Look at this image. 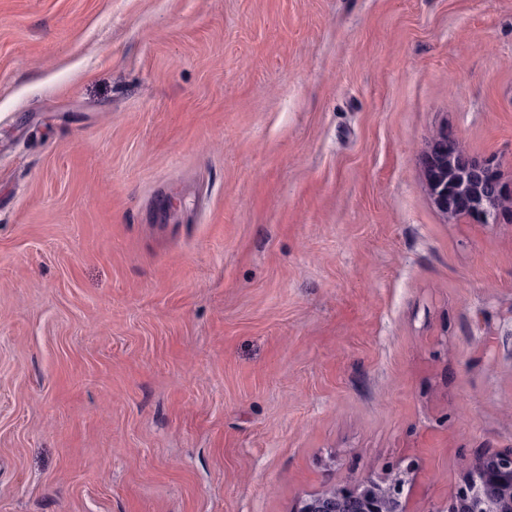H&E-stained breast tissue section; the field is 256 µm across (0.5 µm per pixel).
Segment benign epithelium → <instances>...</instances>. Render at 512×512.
Segmentation results:
<instances>
[{"mask_svg": "<svg viewBox=\"0 0 512 512\" xmlns=\"http://www.w3.org/2000/svg\"><path fill=\"white\" fill-rule=\"evenodd\" d=\"M433 203L456 219L477 211L495 224L505 199L494 161L473 157L443 129L426 156ZM410 478L395 471L381 480L342 478L305 495L293 512H411L404 488ZM448 512H512V448L484 451L467 467L465 487Z\"/></svg>", "mask_w": 512, "mask_h": 512, "instance_id": "7a95c632", "label": "benign epithelium"}]
</instances>
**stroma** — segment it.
Segmentation results:
<instances>
[{"mask_svg": "<svg viewBox=\"0 0 512 512\" xmlns=\"http://www.w3.org/2000/svg\"><path fill=\"white\" fill-rule=\"evenodd\" d=\"M512 0H0V512H292L512 448ZM426 167L431 198L443 213L456 219L467 216L463 210L477 211L485 223H497L506 196L493 160L466 154L443 129L426 156ZM455 202H462L464 208Z\"/></svg>", "mask_w": 512, "mask_h": 512, "instance_id": "1", "label": "stroma"}]
</instances>
